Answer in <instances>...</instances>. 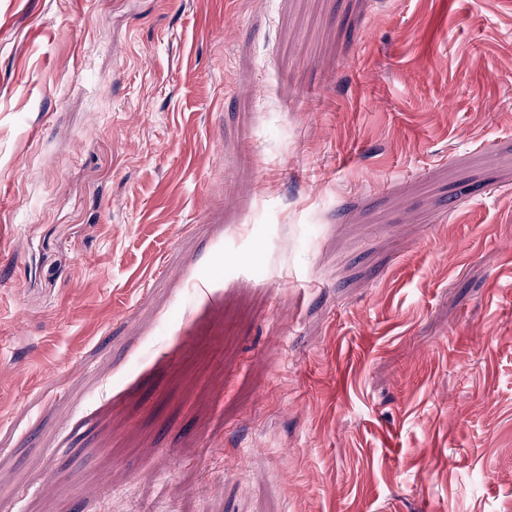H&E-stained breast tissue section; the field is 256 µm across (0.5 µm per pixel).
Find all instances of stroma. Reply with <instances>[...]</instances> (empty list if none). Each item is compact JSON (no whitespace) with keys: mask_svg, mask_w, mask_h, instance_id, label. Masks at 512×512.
Here are the masks:
<instances>
[{"mask_svg":"<svg viewBox=\"0 0 512 512\" xmlns=\"http://www.w3.org/2000/svg\"><path fill=\"white\" fill-rule=\"evenodd\" d=\"M512 512V0H0V512Z\"/></svg>","mask_w":512,"mask_h":512,"instance_id":"obj_1","label":"stroma"}]
</instances>
